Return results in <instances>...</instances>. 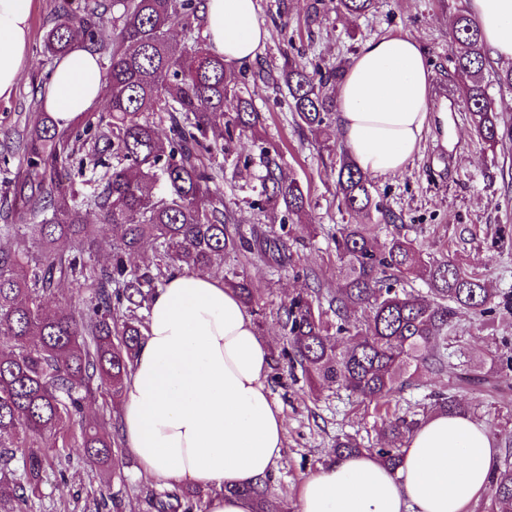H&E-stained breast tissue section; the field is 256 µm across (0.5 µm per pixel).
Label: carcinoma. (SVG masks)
<instances>
[{"mask_svg":"<svg viewBox=\"0 0 512 512\" xmlns=\"http://www.w3.org/2000/svg\"><path fill=\"white\" fill-rule=\"evenodd\" d=\"M203 0H84L73 10L62 0L43 35V51L65 53L75 39L108 57L106 108L84 112L66 127L50 113L0 145L20 154V168L9 181L4 204L23 215L22 224H1L0 239V512H30L50 466L49 449L67 448V424L81 420L83 460L105 463L115 454L112 413L83 419L84 401L96 391L119 398L143 342L138 311L158 286L176 273H219L224 260L258 254L277 268L291 264L288 239L281 235L247 238L230 230L216 180L218 163L235 140L262 124L246 73L231 71L200 40ZM350 15H362L375 0H339ZM110 11L114 31L105 37L101 20ZM180 26L193 51L177 47L171 27ZM457 73L467 82L461 94L477 138L493 146L500 122L487 93L490 59L478 25L464 12L451 29ZM340 65L310 71L287 56L273 82L288 91L297 124L328 135L335 114ZM168 115L160 135L149 116ZM265 199L254 203L269 223H280L282 207L291 215L306 211L308 197L293 176L280 169L272 150L260 148ZM79 168H107L102 189L79 197L61 176L69 161ZM117 164L110 165V160ZM163 181L167 195L155 197ZM336 196L349 221L334 233L339 282L322 309L319 290L301 292L281 307L288 346L282 356L300 367L309 384L336 387L362 403L387 405L405 388L448 372V329L461 313L483 317L495 299L488 283L454 260L426 256L416 241L394 228L381 244L368 224L372 214L395 223L373 192L367 172L346 154L336 170ZM108 226L110 238L100 232ZM155 254L154 268L131 266L144 243ZM110 254L107 265L92 258ZM423 277L426 294L398 287ZM89 290L85 306L50 314L45 302L59 284ZM225 285L253 302L250 283L234 274ZM421 413L394 414L384 422V442L364 449L352 438L336 441L337 457L364 450L397 467L401 447L414 429L436 412L467 413L454 395L432 394ZM254 501L255 512H276L268 481L236 489ZM158 512H198L199 498L188 492L176 504L163 501ZM486 512H512V462L504 460L492 477Z\"/></svg>","mask_w":512,"mask_h":512,"instance_id":"carcinoma-1","label":"carcinoma"}]
</instances>
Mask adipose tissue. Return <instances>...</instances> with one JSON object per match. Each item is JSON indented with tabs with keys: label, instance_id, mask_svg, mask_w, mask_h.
I'll list each match as a JSON object with an SVG mask.
<instances>
[{
	"label": "adipose tissue",
	"instance_id": "adipose-tissue-1",
	"mask_svg": "<svg viewBox=\"0 0 512 512\" xmlns=\"http://www.w3.org/2000/svg\"><path fill=\"white\" fill-rule=\"evenodd\" d=\"M488 55L512 60V0H467ZM205 36L226 64L260 54L268 32L257 0H205ZM31 0H0V98L24 75ZM107 73L81 42L54 66L44 109L59 125L92 111ZM336 126L364 171L405 169L419 149L433 72L409 33L365 41L336 88ZM269 352L238 292L208 273L175 275L153 297L145 339L121 400L125 445L142 471L210 489L208 512H254L236 488L270 475L285 446L284 418L267 383ZM499 450L485 424L434 413L391 469L356 453L309 476L299 512H467L489 489Z\"/></svg>",
	"mask_w": 512,
	"mask_h": 512
}]
</instances>
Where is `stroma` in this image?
I'll return each mask as SVG.
<instances>
[{
	"label": "stroma",
	"instance_id": "obj_1",
	"mask_svg": "<svg viewBox=\"0 0 512 512\" xmlns=\"http://www.w3.org/2000/svg\"><path fill=\"white\" fill-rule=\"evenodd\" d=\"M59 0H32L30 60L9 99H0V134L23 128L42 111V78L50 64L42 37ZM465 0H377L372 12L351 16L337 0H258V18L268 40L256 63L279 71L286 49L299 50L308 67L325 63L350 65L360 45L369 39L411 33L424 48L436 89L447 98H434L418 151L402 172L378 176L374 193L384 207L400 215L402 232L425 253L448 254L469 272L486 279L502 304L481 320L456 319L450 331V366L446 375L406 388L389 408L357 402L346 391L310 388L292 379L280 357L286 343L279 311L292 292L335 287L338 278L332 235L343 214L336 197L338 151L321 146L301 130L288 108L285 90L264 83L252 85L254 104L263 117L261 141L243 134L236 154L224 164L219 192L231 227L243 234L270 231L263 214L251 204L260 199L262 166L258 144L277 146L278 161L296 175L309 195L305 218L311 234L291 242L293 264L281 270L250 255L227 260V267L251 281L255 300L249 308L256 332L268 343L271 363L268 384L281 408L286 428L285 448L272 473L269 492L282 512H298L302 482L332 462L336 439L353 436L364 445L382 442L387 409H418L430 392L448 390L484 423L496 444L512 431V372L501 373L493 385L462 382L461 374L478 366L493 367L512 357V90L490 84L489 93L501 116L503 139L495 146L475 136L459 95L461 77L454 69L450 47L453 18ZM252 157L249 169L237 167L236 155ZM71 444L52 457L51 467L31 512H153L150 500L164 498L171 486L146 477L128 450L118 452L117 464L98 469L82 460L79 428H70ZM111 495H100L102 486Z\"/></svg>",
	"mask_w": 512,
	"mask_h": 512
}]
</instances>
